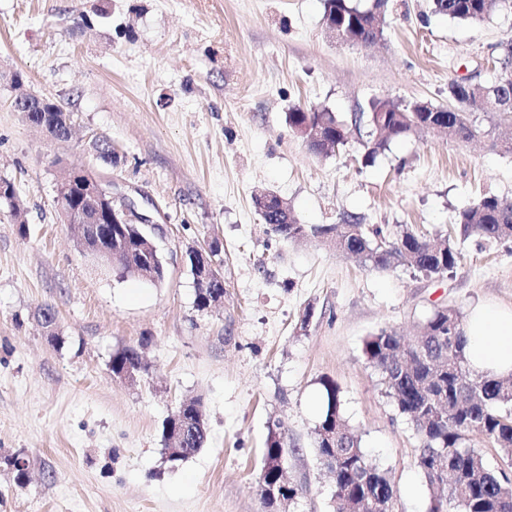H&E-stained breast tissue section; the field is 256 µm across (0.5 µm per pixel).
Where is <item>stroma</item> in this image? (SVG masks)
<instances>
[{
    "label": "stroma",
    "instance_id": "1",
    "mask_svg": "<svg viewBox=\"0 0 512 512\" xmlns=\"http://www.w3.org/2000/svg\"><path fill=\"white\" fill-rule=\"evenodd\" d=\"M323 13V0H0V178L27 220L0 204V512H268L258 481L276 421L300 489L286 512H335L314 448L325 377L399 512H428L420 439L363 343L382 329L414 338L438 307L512 310V239L457 241L453 273L430 279L318 238L282 240L254 197L276 194L302 224L348 214L421 233L448 231L483 196L512 198V154L486 140L423 132L367 166L366 131L316 155L288 124L297 107L348 121L374 99L445 106L450 81L495 82L512 0L479 23L433 14L431 0H387L369 47L338 43ZM23 92L70 112L71 137L28 124L14 109ZM96 139L111 143L112 167ZM72 166L111 179L161 225L162 284L83 255L55 205ZM214 242L224 302L201 310L188 254ZM46 306L55 341L37 319ZM128 346L144 365L133 383L111 369ZM196 399L208 441L170 464L164 424ZM19 452L23 485L5 462Z\"/></svg>",
    "mask_w": 512,
    "mask_h": 512
}]
</instances>
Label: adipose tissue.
I'll return each mask as SVG.
<instances>
[{
    "label": "adipose tissue",
    "mask_w": 512,
    "mask_h": 512,
    "mask_svg": "<svg viewBox=\"0 0 512 512\" xmlns=\"http://www.w3.org/2000/svg\"><path fill=\"white\" fill-rule=\"evenodd\" d=\"M466 356L472 371L485 374L512 372V310L476 307L467 321Z\"/></svg>",
    "instance_id": "obj_1"
}]
</instances>
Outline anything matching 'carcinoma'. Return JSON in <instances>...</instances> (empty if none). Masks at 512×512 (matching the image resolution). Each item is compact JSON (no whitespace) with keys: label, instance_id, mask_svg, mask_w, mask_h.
<instances>
[{"label":"carcinoma","instance_id":"1","mask_svg":"<svg viewBox=\"0 0 512 512\" xmlns=\"http://www.w3.org/2000/svg\"><path fill=\"white\" fill-rule=\"evenodd\" d=\"M502 0H433V12L451 19L477 23L489 17ZM386 0H374L361 10L349 0H325L324 16L336 18L352 39L370 45L382 38L377 16ZM448 97L459 111L430 108L421 101L396 105L384 99L369 103V111L352 122L370 126L363 144L364 162L372 164L390 145L432 124L446 127L448 136L467 141L480 135L465 107L478 100L475 85L454 80ZM54 103L47 100L29 114L35 126L53 135L58 126ZM295 132L318 126L322 140L310 148L320 154L327 147L343 146L347 128L328 109L308 112L300 107L288 113ZM302 232L323 239L338 249L358 256L374 267L407 266L427 278L442 277L458 264L460 255L454 238L493 242L512 238V199L485 196L461 209L446 234H420L402 227L387 236L380 227L346 215L340 224L308 226L291 219L273 228L278 237L290 241ZM468 336L462 313L453 307L436 309L420 325V335L408 342L397 332L382 329L363 344V355L381 375L386 394L399 412L413 424L421 439L417 465L430 495L429 512H512V473L492 471L481 452L470 441L480 436L512 463V373L490 376L470 370L466 358ZM141 365L138 352L126 347L112 356V370ZM323 410L316 428V445L335 487L336 512H386L396 508L397 491L387 472L373 463L361 446L359 434L346 424L340 388L330 379L320 380ZM274 429L269 431L260 474L262 483H280L285 472L274 466L284 457L285 442Z\"/></svg>","mask_w":512,"mask_h":512}]
</instances>
